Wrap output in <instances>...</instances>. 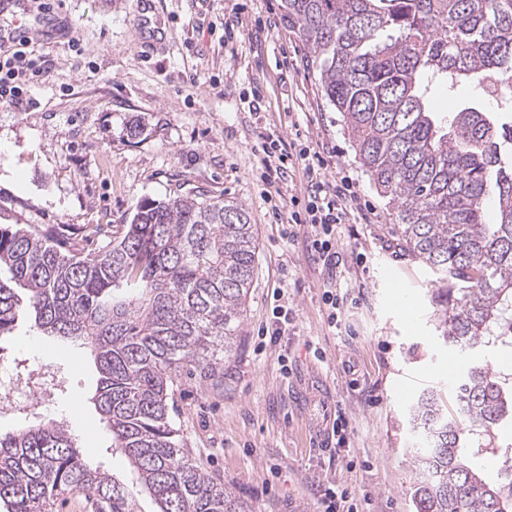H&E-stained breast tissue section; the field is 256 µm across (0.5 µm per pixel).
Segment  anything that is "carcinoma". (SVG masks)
<instances>
[{
	"label": "carcinoma",
	"instance_id": "obj_1",
	"mask_svg": "<svg viewBox=\"0 0 512 512\" xmlns=\"http://www.w3.org/2000/svg\"><path fill=\"white\" fill-rule=\"evenodd\" d=\"M314 58L326 102L388 198L405 248L436 275L444 341L466 351L499 332L512 346V126L479 105L442 116L432 89L512 83V0H284ZM493 202L497 219L487 221ZM257 239L222 198L147 200L106 249L81 256L37 228L0 225V336L25 308L43 331L91 350L97 410L158 512H251L183 446L170 417L179 373L233 352ZM456 409L421 396L415 512H508L512 478L483 477L465 455L497 449L512 416V373L473 364ZM82 493L94 512H139L128 486L89 464L63 422L0 433V512H54Z\"/></svg>",
	"mask_w": 512,
	"mask_h": 512
}]
</instances>
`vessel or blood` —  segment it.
I'll return each mask as SVG.
<instances>
[{
  "mask_svg": "<svg viewBox=\"0 0 512 512\" xmlns=\"http://www.w3.org/2000/svg\"><path fill=\"white\" fill-rule=\"evenodd\" d=\"M64 5L33 12L29 0H0V51L23 39L49 42L59 34Z\"/></svg>",
  "mask_w": 512,
  "mask_h": 512,
  "instance_id": "b4317fda",
  "label": "vessel or blood"
}]
</instances>
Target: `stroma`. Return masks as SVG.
I'll return each instance as SVG.
<instances>
[{"label": "stroma", "mask_w": 512, "mask_h": 512, "mask_svg": "<svg viewBox=\"0 0 512 512\" xmlns=\"http://www.w3.org/2000/svg\"><path fill=\"white\" fill-rule=\"evenodd\" d=\"M65 10L69 36L34 47L48 72L31 84L30 104L0 99V224L62 234L86 256L120 236L145 199L191 194L245 207L257 237L253 283L231 357L176 381L171 416L185 448L253 512H320L329 489L368 495L366 512H414L412 407L429 391L453 404L459 381L429 300L433 276L393 234L392 208L322 97L282 0H153L166 37L146 46L135 38L137 0H65ZM471 101L512 124L511 107L469 83L434 103L444 112ZM297 135L328 151L327 179L356 191L337 229L342 263L332 286L305 230L285 234L292 199L306 193L303 168L272 185L261 179L262 142ZM331 287L342 299L333 323L322 300ZM278 288L291 324L264 348L258 333ZM35 333L21 317L0 336V363L26 375L48 365L63 384L36 414L0 410V432L66 419L90 463L131 481L93 401V357L45 334L35 354L20 343ZM340 416L350 424L345 444H314ZM498 445L476 461L491 481L512 478L511 422Z\"/></svg>", "instance_id": "stroma-1"}]
</instances>
